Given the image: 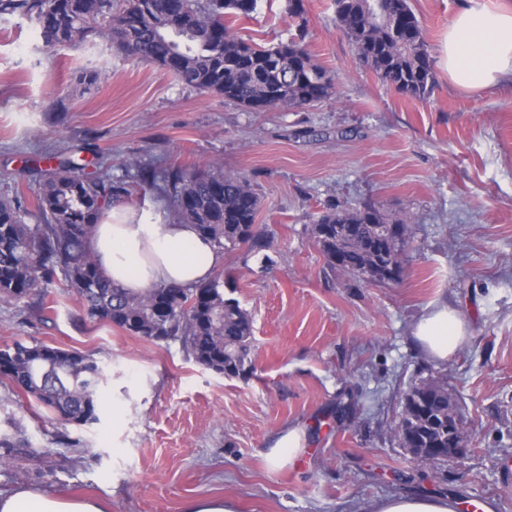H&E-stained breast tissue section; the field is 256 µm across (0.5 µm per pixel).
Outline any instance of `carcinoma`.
<instances>
[{
	"label": "carcinoma",
	"instance_id": "obj_1",
	"mask_svg": "<svg viewBox=\"0 0 512 512\" xmlns=\"http://www.w3.org/2000/svg\"><path fill=\"white\" fill-rule=\"evenodd\" d=\"M257 6L258 0H0V14L34 21L47 49L113 41L179 82L254 112L311 107L335 96L334 75L308 49L303 0H288L296 36L268 47L244 40L233 27ZM333 7L358 60L384 84L413 98L430 95L434 61L410 0H333ZM49 160L54 166L37 197L41 223H26L28 210L20 201L0 199V301L20 302L61 279L92 321L150 340L178 339L196 362L220 374L249 371L252 322L236 301L224 298V272L193 288L159 286L135 294L112 287L89 241L112 203L131 195L129 184L81 174V165L70 159ZM138 179L147 186L163 180L175 219L194 225L218 251L242 243L255 253L268 247L255 228L261 201L246 177L181 168L160 176L142 168ZM405 229L404 220L391 221L364 204L325 212L312 234L331 270L377 281L379 264L400 268ZM0 378L59 422L98 420L104 372L91 354L17 344L0 349ZM405 400L416 409L400 422L404 447H448L434 422L464 438L448 384L416 385Z\"/></svg>",
	"mask_w": 512,
	"mask_h": 512
}]
</instances>
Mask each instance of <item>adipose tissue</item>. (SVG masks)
<instances>
[{"mask_svg": "<svg viewBox=\"0 0 512 512\" xmlns=\"http://www.w3.org/2000/svg\"><path fill=\"white\" fill-rule=\"evenodd\" d=\"M448 76L480 91L512 81V9L462 8L448 26L444 47ZM90 247L113 285L141 292L156 285L191 288L210 278L223 255L189 224L164 219L150 204H115L99 222ZM421 354L444 361L469 338L468 326L447 300L422 316L412 334ZM448 497L391 495L360 504L357 512H457ZM0 512H103L98 502L67 500L22 489L0 496Z\"/></svg>", "mask_w": 512, "mask_h": 512, "instance_id": "obj_1", "label": "adipose tissue"}]
</instances>
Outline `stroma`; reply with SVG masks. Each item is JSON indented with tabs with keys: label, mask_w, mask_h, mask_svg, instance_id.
Instances as JSON below:
<instances>
[{
	"label": "stroma",
	"mask_w": 512,
	"mask_h": 512,
	"mask_svg": "<svg viewBox=\"0 0 512 512\" xmlns=\"http://www.w3.org/2000/svg\"><path fill=\"white\" fill-rule=\"evenodd\" d=\"M410 3L434 59L430 97L383 84L337 28L332 0H304L308 47L335 73L337 95L266 112L199 93L107 41L44 48L33 21L0 15V197L20 199L29 223L47 152L62 147L86 171L130 184L133 159L246 176L270 242L224 256V295L252 321L244 376L197 363L180 342L89 321L60 280L46 296L0 302V349L39 342L91 354L106 375L87 426L45 422L42 407L0 382V434L16 445L1 494L34 487L97 499L105 512H186L209 497L237 512H355L405 492L512 512V82L462 90L442 54L462 7L512 0ZM235 28L269 46L295 23L288 0H260ZM92 72L97 81L82 86ZM357 204L408 217L398 280L329 269L313 222ZM441 299L471 337L437 363L410 331ZM429 380L447 382L470 435L467 455L432 471L415 466L398 431L405 392ZM290 424L304 450L269 469L268 447Z\"/></svg>",
	"instance_id": "stroma-1"
}]
</instances>
